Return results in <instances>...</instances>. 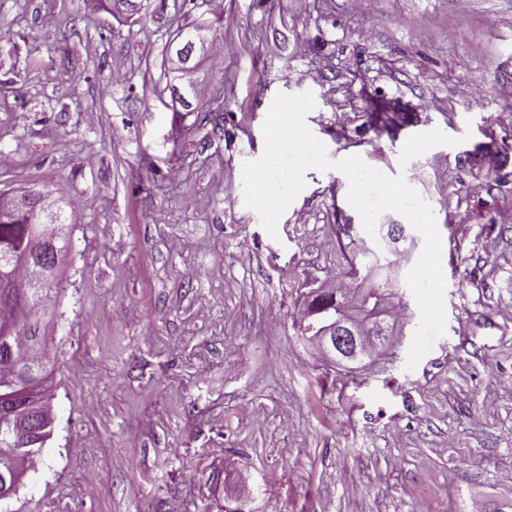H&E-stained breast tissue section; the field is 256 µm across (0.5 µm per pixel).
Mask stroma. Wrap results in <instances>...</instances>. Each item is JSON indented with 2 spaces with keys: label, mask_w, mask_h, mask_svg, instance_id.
<instances>
[{
  "label": "stroma",
  "mask_w": 512,
  "mask_h": 512,
  "mask_svg": "<svg viewBox=\"0 0 512 512\" xmlns=\"http://www.w3.org/2000/svg\"><path fill=\"white\" fill-rule=\"evenodd\" d=\"M198 33L188 110L169 52ZM504 84L512 0H0V193L49 186L74 226L54 435L13 512H512ZM305 91L331 160L434 212L447 325L414 370L412 324L352 373L300 336L361 221L343 173L308 171L274 238L244 204L275 96Z\"/></svg>",
  "instance_id": "obj_1"
}]
</instances>
